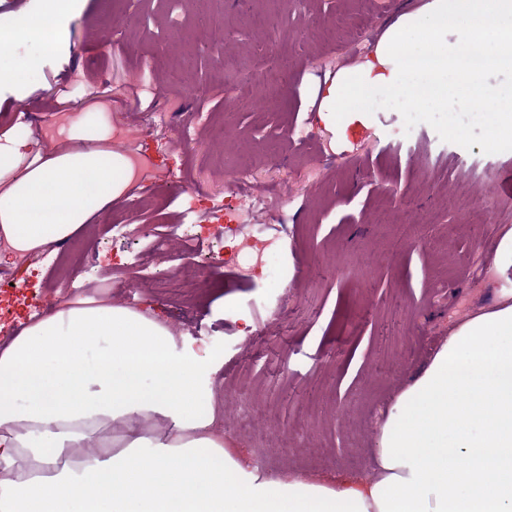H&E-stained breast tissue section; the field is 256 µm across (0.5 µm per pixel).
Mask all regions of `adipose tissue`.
<instances>
[{
    "mask_svg": "<svg viewBox=\"0 0 512 512\" xmlns=\"http://www.w3.org/2000/svg\"><path fill=\"white\" fill-rule=\"evenodd\" d=\"M468 17L495 39L441 38ZM512 65V0H428L359 66L320 85L325 128L378 89L438 103ZM64 147L0 133V267L69 240L130 188L129 157L87 115ZM112 450L94 446L103 428ZM368 470L272 471L224 431L212 380L167 323L85 297L0 350V512H512V293L459 319L376 422Z\"/></svg>",
    "mask_w": 512,
    "mask_h": 512,
    "instance_id": "ef3b65f1",
    "label": "adipose tissue"
}]
</instances>
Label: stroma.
<instances>
[{"label":"stroma","instance_id":"35a3bbf8","mask_svg":"<svg viewBox=\"0 0 512 512\" xmlns=\"http://www.w3.org/2000/svg\"><path fill=\"white\" fill-rule=\"evenodd\" d=\"M426 2L61 0L44 33L21 25L46 14V0H0V28L20 31L0 53L36 62L43 85L26 96L0 84V132L53 121L60 102L80 114L97 100L104 110L92 120L109 144L154 152L139 193L7 268L23 290L0 343L22 331L33 306L124 277L135 306L205 348L223 418L248 402L255 431L238 441L263 444L268 469L367 468L376 416L454 316L512 291V271L493 272L494 245L512 228V197L498 191L512 172V132L493 129L489 108L512 93L511 67L489 68L440 107L372 90L365 122L332 133L317 119L318 85L361 63ZM212 44L222 60L200 71ZM268 44L289 73L272 86L251 68ZM232 190H261L273 203L243 217L276 240L267 273L209 262L228 252V233H204L194 256L172 249L158 260L149 243L165 225L211 221L186 212L188 193L219 203ZM116 219L128 227L113 228Z\"/></svg>","mask_w":512,"mask_h":512}]
</instances>
